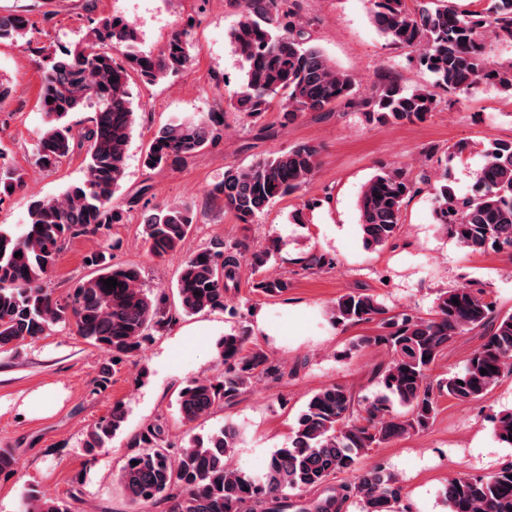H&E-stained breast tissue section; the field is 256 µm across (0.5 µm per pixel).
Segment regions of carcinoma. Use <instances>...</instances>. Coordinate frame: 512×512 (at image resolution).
<instances>
[{
  "instance_id": "carcinoma-1",
  "label": "carcinoma",
  "mask_w": 512,
  "mask_h": 512,
  "mask_svg": "<svg viewBox=\"0 0 512 512\" xmlns=\"http://www.w3.org/2000/svg\"><path fill=\"white\" fill-rule=\"evenodd\" d=\"M240 20L229 33L246 62L244 81L234 94V108L252 119L278 107L283 122L304 112H323L354 101L353 77L336 66L306 36V22L290 0H235ZM377 30L410 61L425 68L439 87L470 96L484 84L512 94V65L503 67L486 53L488 39L512 43V0H490L482 8L459 10L448 0H427L411 10L407 0H372ZM30 21L18 13L0 14V43L26 37ZM188 31L174 34L159 54L137 47L134 23L117 16L91 22L84 41L59 51L41 49L45 62L39 93L46 128L36 143L37 163L56 167L74 146L86 147L84 178L59 197L32 202L28 223L17 236L0 228V350L47 335L58 325L70 327L117 367L141 353L151 332L169 326L165 297L143 288L137 264L112 263L103 248L88 256L93 276L56 296L45 287L67 245L97 236L124 219L112 205L125 178L127 147L135 119L129 80L136 73L146 84L186 72L192 61ZM95 101L92 126L77 135L66 121L72 112ZM437 105L426 87L406 88L382 75L364 106L366 120L377 124L422 121ZM224 113L208 112L193 120H172L154 131L143 157L145 166L177 168L222 136ZM319 149L309 142L276 152L248 167H224L210 195L243 224L297 192L313 177ZM24 173L0 162V204L21 188ZM405 167L380 168L363 186L357 201L358 229L367 249L382 248L399 235L407 199L424 191ZM434 220L444 234L472 252L503 254L512 260V141L495 140L470 192L460 194L447 176L429 188ZM194 221L187 204L155 205L144 220L142 236L157 259L181 248ZM279 242L255 246L216 241L187 257L175 295L184 315L228 309L229 290L242 266L261 274L253 291L268 297L288 291V279L268 273ZM113 278L111 290L104 280ZM459 304H454L453 300ZM378 297L356 291L336 299L331 319L339 325L380 321L384 333L363 336L356 347L380 346L390 354L377 373L381 392L358 400L341 385L319 389L299 413L288 446L273 451L263 469L234 468L229 459L241 439L226 423L203 440L189 438L173 450L164 428L149 425L127 442L113 475L131 512H403L398 476L379 465L360 466L372 448L426 430L436 419L443 396L461 402L484 397L512 369V313L499 315L478 288L441 292L427 317L401 313L385 317ZM490 327L464 368L437 381L432 365L448 341L465 331ZM222 371L195 378L179 391L181 420L193 423L245 392L253 382L277 375L280 367L267 351L249 342L246 329L224 334ZM487 374H481V370ZM126 411L120 402L84 440L91 459L121 430ZM495 434L512 445V412L496 419ZM12 448H0V477L17 473ZM352 480L322 498L301 495L327 484L338 474ZM448 512H512V461L487 477L457 476L442 491ZM22 512H71L67 500L40 495L23 502Z\"/></svg>"
}]
</instances>
